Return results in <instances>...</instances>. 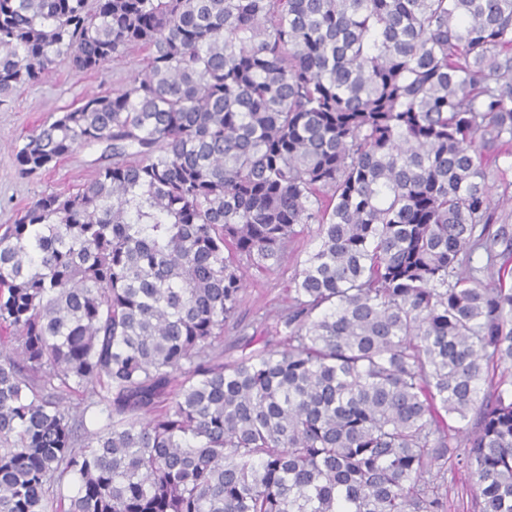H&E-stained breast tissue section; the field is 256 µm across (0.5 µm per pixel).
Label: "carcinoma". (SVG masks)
<instances>
[{
    "label": "carcinoma",
    "mask_w": 512,
    "mask_h": 512,
    "mask_svg": "<svg viewBox=\"0 0 512 512\" xmlns=\"http://www.w3.org/2000/svg\"><path fill=\"white\" fill-rule=\"evenodd\" d=\"M135 47L14 154L105 163L0 224V512H445L460 465L512 512V287L468 266L512 256V0H0V103ZM310 224L224 360L244 265ZM512 158L500 159V169L489 168L487 184L491 191L493 206L496 208L497 224L512 225ZM505 170V171H504ZM316 229L317 225L311 224L300 239L290 243L280 265L263 272L245 265L246 280L237 318L224 326V360L240 354L249 340L265 336L267 326L288 305L292 278L318 242Z\"/></svg>",
    "instance_id": "1"
}]
</instances>
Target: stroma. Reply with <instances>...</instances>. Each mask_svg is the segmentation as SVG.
<instances>
[{
    "label": "stroma",
    "instance_id": "1",
    "mask_svg": "<svg viewBox=\"0 0 512 512\" xmlns=\"http://www.w3.org/2000/svg\"><path fill=\"white\" fill-rule=\"evenodd\" d=\"M143 51L134 49L108 61L94 72H79L59 64L43 83L17 91L0 105V224L13 223L17 213L50 193H72L96 175L98 148H78L38 175L18 173L13 154L49 114L78 106L86 97L112 93L145 65ZM317 243L315 230H308L289 244L281 264L259 272L248 269L240 293L238 314L224 327L225 356L238 355L250 340L265 335L275 316L289 303L292 278ZM442 492L446 512H473L476 494L468 470L458 467L445 476Z\"/></svg>",
    "mask_w": 512,
    "mask_h": 512
}]
</instances>
